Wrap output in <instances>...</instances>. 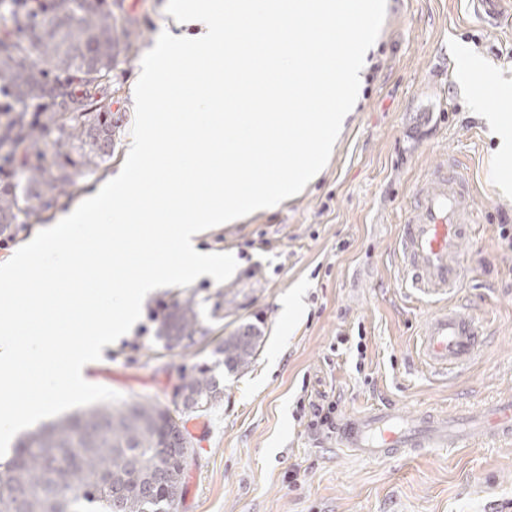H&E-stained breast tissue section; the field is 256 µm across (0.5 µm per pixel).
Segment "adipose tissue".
Returning <instances> with one entry per match:
<instances>
[{"label": "adipose tissue", "instance_id": "adipose-tissue-1", "mask_svg": "<svg viewBox=\"0 0 512 512\" xmlns=\"http://www.w3.org/2000/svg\"><path fill=\"white\" fill-rule=\"evenodd\" d=\"M458 62L459 82L472 93L473 111L479 112L497 138L500 156H512V87L478 56L470 45L452 46Z\"/></svg>", "mask_w": 512, "mask_h": 512}]
</instances>
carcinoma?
<instances>
[{
  "mask_svg": "<svg viewBox=\"0 0 512 512\" xmlns=\"http://www.w3.org/2000/svg\"><path fill=\"white\" fill-rule=\"evenodd\" d=\"M122 16L107 0H50L46 15L0 38V83L14 92L23 114L46 108L36 128L16 130L22 187L0 193V234L46 200L75 187L112 157V74ZM56 134L52 145L46 136ZM200 331L198 303H174L162 337L179 344ZM261 343L252 326L224 338L219 353L233 372L249 368ZM194 406L204 413L224 396L211 369L182 377ZM189 435L182 417L150 401L90 408L52 423L15 449L0 469V503L15 512H178L185 479Z\"/></svg>",
  "mask_w": 512,
  "mask_h": 512,
  "instance_id": "carcinoma-1",
  "label": "carcinoma"
}]
</instances>
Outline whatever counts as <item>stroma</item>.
<instances>
[{
	"label": "stroma",
	"instance_id": "obj_1",
	"mask_svg": "<svg viewBox=\"0 0 512 512\" xmlns=\"http://www.w3.org/2000/svg\"><path fill=\"white\" fill-rule=\"evenodd\" d=\"M166 2L111 0L127 29L112 69V157L79 191L22 218L17 245L119 170L135 120L132 88ZM455 41L512 79V26L482 23L471 0H390L364 98L319 179L274 212L206 230L202 249L235 253L232 278L157 290L137 324L88 369L90 383L124 401L173 408L181 375L214 367L222 401L183 419L193 453L179 512H512L510 442L365 460L308 431L298 408L305 392H335L343 422L384 405L472 412L512 394V249L499 238L512 193L496 177L497 141L457 81ZM449 157L475 182L481 233L466 246L469 277L448 300L471 307L490 337L452 379L418 354L417 334L438 304L412 295L393 256L411 188ZM187 296L198 303L201 331L190 346L167 349L151 311ZM292 297L301 313L291 321L284 309ZM248 324L263 336L254 362L238 373L218 367L225 336Z\"/></svg>",
	"mask_w": 512,
	"mask_h": 512
}]
</instances>
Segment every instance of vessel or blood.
Returning a JSON list of instances; mask_svg holds the SVG:
<instances>
[{
  "label": "vessel or blood",
  "instance_id": "b4317fda",
  "mask_svg": "<svg viewBox=\"0 0 512 512\" xmlns=\"http://www.w3.org/2000/svg\"><path fill=\"white\" fill-rule=\"evenodd\" d=\"M474 194L473 179L455 163L434 164L412 188L409 215L398 226L394 246L405 284L418 298L440 301L418 339L425 366L439 374L463 371L488 342L471 309L446 301L465 279L464 246L479 235ZM488 440H512V397L493 401L465 422L431 411L405 415L379 409L338 424L334 434L337 447L378 460Z\"/></svg>",
  "mask_w": 512,
  "mask_h": 512
}]
</instances>
